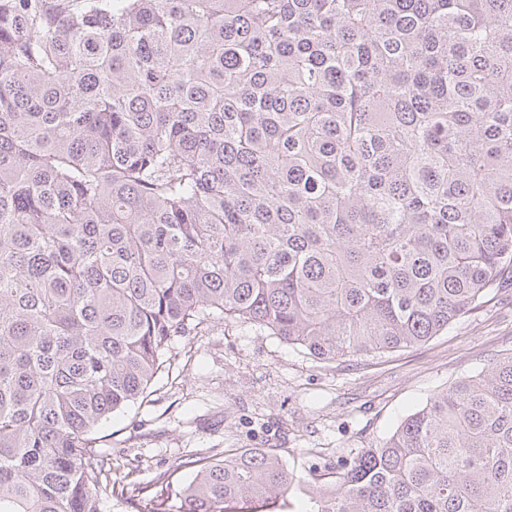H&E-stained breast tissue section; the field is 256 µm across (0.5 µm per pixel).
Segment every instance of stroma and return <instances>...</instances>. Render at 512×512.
Wrapping results in <instances>:
<instances>
[{
    "label": "stroma",
    "instance_id": "35a3bbf8",
    "mask_svg": "<svg viewBox=\"0 0 512 512\" xmlns=\"http://www.w3.org/2000/svg\"><path fill=\"white\" fill-rule=\"evenodd\" d=\"M175 358L144 397L96 431L113 477L131 475L182 512L193 477L183 461L206 448H273L306 486L328 465L388 437L460 378L512 352V279L429 341L323 363L254 327L216 322L176 337Z\"/></svg>",
    "mask_w": 512,
    "mask_h": 512
}]
</instances>
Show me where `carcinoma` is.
Returning a JSON list of instances; mask_svg holds the SVG:
<instances>
[{"label": "carcinoma", "mask_w": 512, "mask_h": 512, "mask_svg": "<svg viewBox=\"0 0 512 512\" xmlns=\"http://www.w3.org/2000/svg\"><path fill=\"white\" fill-rule=\"evenodd\" d=\"M512 274V0H0V512H101L93 433L229 321L333 362ZM184 512L279 500L199 452ZM309 512H512V353Z\"/></svg>", "instance_id": "carcinoma-1"}]
</instances>
